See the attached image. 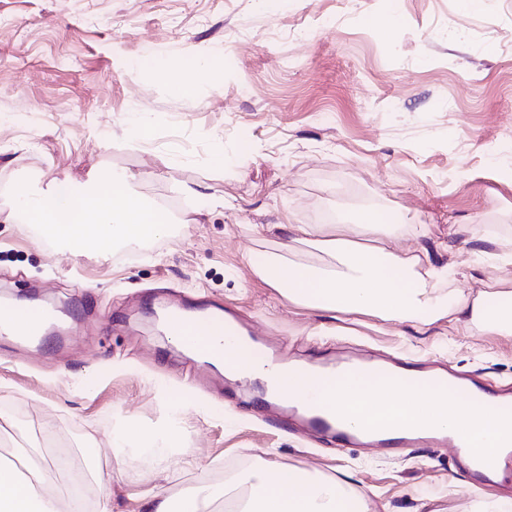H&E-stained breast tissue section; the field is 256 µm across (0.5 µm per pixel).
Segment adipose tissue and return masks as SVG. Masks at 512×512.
<instances>
[{
	"mask_svg": "<svg viewBox=\"0 0 512 512\" xmlns=\"http://www.w3.org/2000/svg\"><path fill=\"white\" fill-rule=\"evenodd\" d=\"M16 208L42 235L62 246L92 242L102 251L145 243L164 229L158 208L133 194L126 178L101 176L84 191L67 180L53 181L48 194L17 186ZM288 239L311 246L340 263L289 264L275 254L251 255L254 274L280 288L288 300L326 311L366 312L385 321L431 324L446 317L495 323L512 333V292L483 290L477 297L455 291L437 294L431 282L448 276L430 263L428 248L409 254L396 248L401 227L372 212L357 223L290 224ZM317 401L350 421L375 426H429L443 423L469 434L479 449L494 453L512 440V422L428 384L392 385L383 379L350 375L341 380L312 379ZM348 491L329 480L310 478L267 463L251 469L239 496L241 512H342ZM0 512H60L48 484L22 478L0 464Z\"/></svg>",
	"mask_w": 512,
	"mask_h": 512,
	"instance_id": "obj_1",
	"label": "adipose tissue"
}]
</instances>
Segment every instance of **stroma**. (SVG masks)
<instances>
[{"label":"stroma","mask_w":512,"mask_h":512,"mask_svg":"<svg viewBox=\"0 0 512 512\" xmlns=\"http://www.w3.org/2000/svg\"><path fill=\"white\" fill-rule=\"evenodd\" d=\"M191 51L219 76L178 96ZM103 172L176 200L167 234L76 254L46 248L14 210L19 183ZM366 210L429 225L398 245L447 267L439 294L490 278L512 290V0H0V305L44 300L68 337L37 352L0 335V448L69 438L112 512H144L157 486L177 498L223 484L261 454L344 485L361 512H496L511 474L489 492L448 449L383 456L266 426L252 382L200 386L149 320L172 298L217 302L292 361L372 352L512 393V335L320 311L246 261H315L279 224ZM129 421L145 440L122 447ZM172 429L179 445L157 461L149 446Z\"/></svg>","instance_id":"35a3bbf8"}]
</instances>
